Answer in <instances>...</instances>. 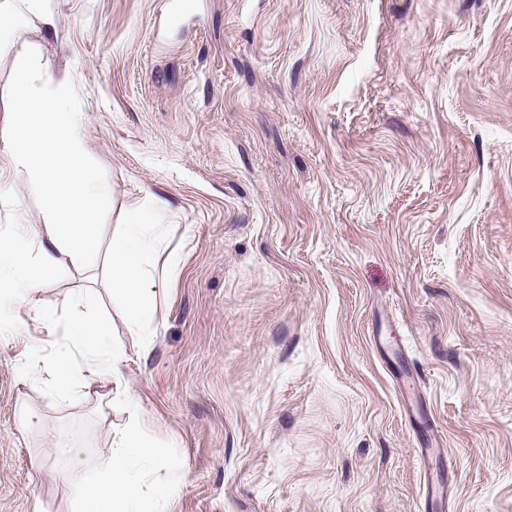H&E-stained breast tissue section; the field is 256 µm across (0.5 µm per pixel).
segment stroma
Here are the masks:
<instances>
[{"label": "stroma", "instance_id": "stroma-1", "mask_svg": "<svg viewBox=\"0 0 512 512\" xmlns=\"http://www.w3.org/2000/svg\"><path fill=\"white\" fill-rule=\"evenodd\" d=\"M192 2L176 28L169 0H49L53 36H0V113L38 45L110 194L54 317L0 307V512H75L59 445L134 422L164 453L136 470L179 485L146 512H434L427 474L444 512H512V0ZM0 183V237L38 224L1 152ZM134 212L144 330L107 269ZM88 293L121 360L74 404L46 382Z\"/></svg>", "mask_w": 512, "mask_h": 512}]
</instances>
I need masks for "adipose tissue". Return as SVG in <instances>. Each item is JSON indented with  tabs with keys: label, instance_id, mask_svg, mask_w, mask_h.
<instances>
[{
	"label": "adipose tissue",
	"instance_id": "ef3b65f1",
	"mask_svg": "<svg viewBox=\"0 0 512 512\" xmlns=\"http://www.w3.org/2000/svg\"><path fill=\"white\" fill-rule=\"evenodd\" d=\"M12 71L7 136L0 146L44 207L40 224L18 225L13 237L0 239V299L28 304L49 271L94 255L98 218L109 197L88 162L83 115L71 108L69 85L50 77L32 50L14 57ZM152 232L144 216L130 217L109 257L112 293L138 327L150 325L155 313L143 287ZM110 334V322L96 315L74 322L72 348L60 353L51 368L55 389H83L91 381L112 379L121 356L112 349ZM59 453L71 461L69 478L79 488L77 512H143L147 500L167 497L174 488L170 481L146 483L133 471L132 461L162 456L134 426L104 458L87 460L75 442Z\"/></svg>",
	"mask_w": 512,
	"mask_h": 512
}]
</instances>
